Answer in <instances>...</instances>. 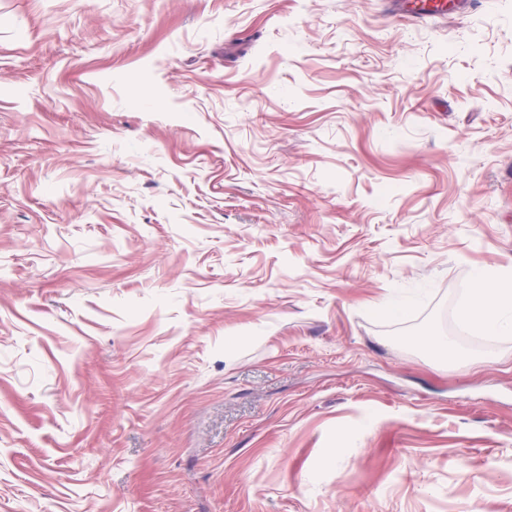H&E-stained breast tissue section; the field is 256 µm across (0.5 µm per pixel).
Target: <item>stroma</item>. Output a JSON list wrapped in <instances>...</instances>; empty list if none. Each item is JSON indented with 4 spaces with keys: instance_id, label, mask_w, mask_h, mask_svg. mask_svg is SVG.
<instances>
[{
    "instance_id": "35a3bbf8",
    "label": "stroma",
    "mask_w": 512,
    "mask_h": 512,
    "mask_svg": "<svg viewBox=\"0 0 512 512\" xmlns=\"http://www.w3.org/2000/svg\"><path fill=\"white\" fill-rule=\"evenodd\" d=\"M509 266L512 0H0V512H512ZM491 4L489 0H392L389 7L414 23H423L448 14H469ZM460 317L476 330L494 335L512 333V268L506 273L475 272Z\"/></svg>"
}]
</instances>
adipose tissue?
Listing matches in <instances>:
<instances>
[{"instance_id": "obj_1", "label": "adipose tissue", "mask_w": 512, "mask_h": 512, "mask_svg": "<svg viewBox=\"0 0 512 512\" xmlns=\"http://www.w3.org/2000/svg\"><path fill=\"white\" fill-rule=\"evenodd\" d=\"M460 317L476 330L494 335L512 333V268L504 273L475 272Z\"/></svg>"}]
</instances>
